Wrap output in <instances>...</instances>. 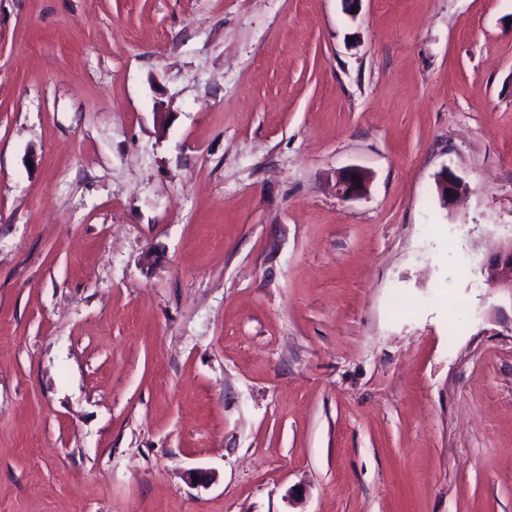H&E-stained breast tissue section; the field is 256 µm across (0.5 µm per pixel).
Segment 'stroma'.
<instances>
[{
  "label": "stroma",
  "instance_id": "obj_1",
  "mask_svg": "<svg viewBox=\"0 0 512 512\" xmlns=\"http://www.w3.org/2000/svg\"><path fill=\"white\" fill-rule=\"evenodd\" d=\"M511 238L512 0H0V512H512ZM370 182L369 173L361 168H348L336 176V193L344 199H356L364 195ZM437 189L443 207L452 206L466 191V183L448 170L441 172L437 179ZM486 284L506 291L512 298V238L501 243L483 263Z\"/></svg>",
  "mask_w": 512,
  "mask_h": 512
}]
</instances>
